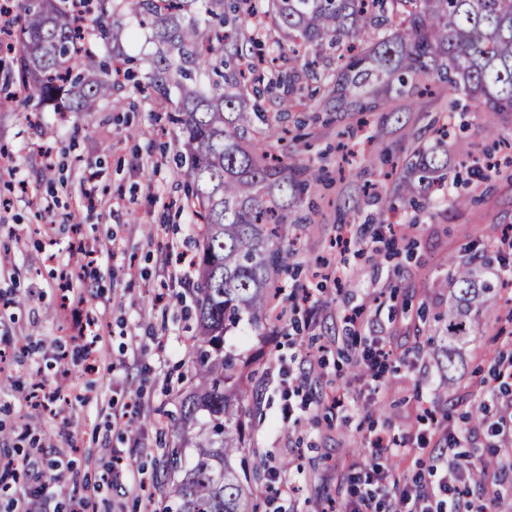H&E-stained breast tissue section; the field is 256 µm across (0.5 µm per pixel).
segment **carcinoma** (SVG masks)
<instances>
[{"label": "carcinoma", "mask_w": 512, "mask_h": 512, "mask_svg": "<svg viewBox=\"0 0 512 512\" xmlns=\"http://www.w3.org/2000/svg\"><path fill=\"white\" fill-rule=\"evenodd\" d=\"M213 18L202 30L191 17L199 2ZM19 26L9 46L16 68L0 72L3 85L26 86L38 106L93 112L112 97V67L78 70L79 36L72 3L83 4L85 20L107 34L112 0H19ZM267 13L284 40L313 55L316 67L324 44L342 46L345 62L336 75V110L359 112L378 107V91L434 75L448 89L480 101L490 112H512V0H265ZM167 44L156 62L155 85L166 91L187 67L220 51L224 88L209 96L181 86L183 109L173 117L188 175L191 205L206 231L195 254L197 335L189 347L195 389L180 408L183 424L203 413L202 433L192 463L171 454L175 512H258L250 501V479L231 459L249 447L243 402L244 381L252 359L224 351V332L242 321L263 325L272 291L288 273V227L284 196L304 192L306 170L285 164L269 145L255 138L248 108L250 89L262 75L243 68L239 17L252 12V0H137ZM440 147L420 150L405 165L402 190L412 197L426 192L444 170ZM459 286L448 306V369L456 343L468 335L480 297L495 290L478 281L462 263L446 276Z\"/></svg>", "instance_id": "obj_1"}]
</instances>
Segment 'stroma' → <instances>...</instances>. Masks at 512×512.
I'll return each mask as SVG.
<instances>
[{"mask_svg":"<svg viewBox=\"0 0 512 512\" xmlns=\"http://www.w3.org/2000/svg\"><path fill=\"white\" fill-rule=\"evenodd\" d=\"M136 0H114L107 21L112 38L86 34L79 62L99 67L112 57L132 73L112 85L111 99L94 112L37 108L19 87L0 109V457L24 458L27 470L2 474L9 484L0 512L24 500L30 512H68L71 498L89 496L88 512H169L172 478L163 453L191 460L193 434L182 433L179 408L195 385L187 338L195 332L197 271L174 256L195 251L199 220L189 202L192 181L178 160L179 132L170 122L180 98L177 85L152 88L154 62L165 52L153 26L141 25ZM241 30L254 53L292 74V84L263 92L254 105L257 127L284 163L318 176L311 193L290 201L289 223L302 234L289 260L281 298L291 305L297 288L312 305L277 325L278 342L266 347L248 325L227 331L225 349L255 365L249 401V465L261 478L252 498L263 501L268 469L281 467L291 485L283 512H317L326 499L344 506L351 467L364 457L369 436L416 439L441 423L477 430L469 447L496 450L487 422L467 420L486 403L480 386L499 361L512 358V291L482 299L472 329L458 349L455 374L444 368L448 289L438 287L461 258L478 279L496 280L512 268V251L485 248L489 228L512 225V179L462 167L466 155L512 159V114L489 116L478 103L452 108L446 84L429 79L402 95L387 92L372 112H340L327 92L340 63L326 51L316 73L282 51L279 32L264 15L247 16ZM494 123L496 136L486 132ZM450 128L449 173L460 182L431 189L415 207L398 189V173L421 147ZM95 189L88 205L84 192ZM469 196L457 207L456 196ZM394 206L386 223L374 222L378 197ZM357 239L348 252L337 235ZM110 252L98 277L69 297L60 275L73 263L72 242ZM363 305V325L346 317ZM94 318L103 335L94 351L99 371L85 372L80 320ZM385 344L393 354L382 380L360 370L364 348ZM296 385L299 394L284 390ZM60 390L52 408L32 406L36 386ZM342 390L347 408L331 404ZM140 409L128 413L130 400ZM293 404L292 417L283 408ZM128 413L126 425L112 417ZM121 450L128 468L112 463ZM138 469L145 490L132 484Z\"/></svg>","mask_w":512,"mask_h":512,"instance_id":"1","label":"stroma"}]
</instances>
